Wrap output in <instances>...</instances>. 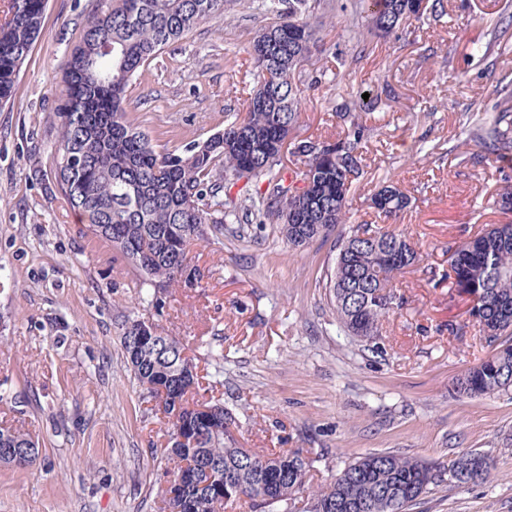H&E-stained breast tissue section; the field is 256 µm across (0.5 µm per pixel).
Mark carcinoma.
Here are the masks:
<instances>
[{
	"mask_svg": "<svg viewBox=\"0 0 512 512\" xmlns=\"http://www.w3.org/2000/svg\"><path fill=\"white\" fill-rule=\"evenodd\" d=\"M370 12V34L387 38L409 18L428 10L426 0H359ZM227 0H109L87 22L61 77L58 150L53 177L70 207L89 230L109 241L137 269L140 283L169 288L195 277L190 246L208 224L276 225L292 246H302L347 219L348 196L362 176L364 126L350 121L334 143L311 138L293 142L303 162L304 186L288 184L275 139L289 136L298 123L304 90L291 74L309 53L314 28L310 0H272L274 24L254 38L250 54L255 84L242 117L203 142L159 153L144 131L127 121L124 107L132 78L165 46L201 22L224 15ZM46 0H7L0 11V106L15 95L17 79L38 40ZM476 142L485 152L512 155V93L497 103L489 121L475 126L459 147ZM253 184L240 201L232 189ZM378 216H397L409 198L393 186L372 196ZM417 251L393 229L359 227L341 240L333 274L327 281L337 320L367 350L377 348L382 321L397 305L398 278L415 262ZM465 273L479 336L492 347L488 359L470 368L455 390L469 397L512 392V223L496 224L456 249L448 258L454 280ZM134 320L124 337L126 362L147 394L163 397L170 424L167 458L194 474L185 487L184 512H224L247 497L264 512L256 486L274 480L264 492L288 501L305 483L306 466L297 451L271 449L246 459L237 446L234 415L219 401L191 403L199 387L196 366L178 341L157 334L140 341ZM29 434L0 428V449H24ZM454 471L460 483L483 478L488 459L477 452L449 463L424 462L391 452L373 453L348 464L313 494L310 512H409L431 487Z\"/></svg>",
	"mask_w": 512,
	"mask_h": 512,
	"instance_id": "cac0c4a2",
	"label": "carcinoma"
}]
</instances>
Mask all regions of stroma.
<instances>
[{
	"label": "stroma",
	"mask_w": 512,
	"mask_h": 512,
	"mask_svg": "<svg viewBox=\"0 0 512 512\" xmlns=\"http://www.w3.org/2000/svg\"><path fill=\"white\" fill-rule=\"evenodd\" d=\"M269 2L227 5L136 74L127 118L157 151L206 139L242 112L250 44L275 19ZM97 3L48 0L0 107V427L40 450L31 467L0 465V512H159L169 427L126 366L135 317L183 343L199 375L223 354L220 386L193 397L222 398L239 447L307 459L304 490L271 512H305L311 491L372 453L446 463L463 451L489 456L486 477L440 485L412 512H512V394L454 393L491 349L469 295L445 278L458 246L512 222L496 204L512 158L477 162L457 148L467 119L492 112L498 79L512 77V0H439L438 18L405 21L386 40L369 34L356 0H311L315 42L293 73L308 96L290 137L336 141L363 104L364 175L346 223L302 247L272 224L208 228L191 247L195 279L159 292L49 178L58 81ZM385 183L410 199L394 226L420 261L400 279L375 353L340 328L325 283L338 240L379 224L370 197Z\"/></svg>",
	"instance_id": "obj_1"
}]
</instances>
